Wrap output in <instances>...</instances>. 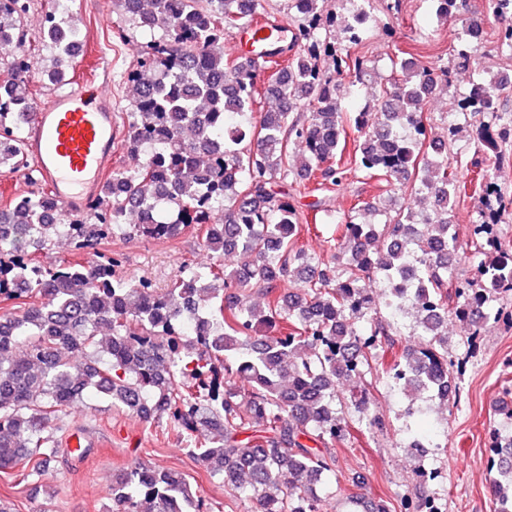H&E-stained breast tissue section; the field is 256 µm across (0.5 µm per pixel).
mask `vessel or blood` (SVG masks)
<instances>
[{
  "mask_svg": "<svg viewBox=\"0 0 512 512\" xmlns=\"http://www.w3.org/2000/svg\"><path fill=\"white\" fill-rule=\"evenodd\" d=\"M288 30L284 21L250 23L236 48L244 59H252L253 38ZM118 134L111 82L105 76L55 92L33 113L27 153L57 206L75 214L99 194L112 167Z\"/></svg>",
  "mask_w": 512,
  "mask_h": 512,
  "instance_id": "vessel-or-blood-1",
  "label": "vessel or blood"
}]
</instances>
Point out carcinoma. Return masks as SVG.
<instances>
[{
	"label": "carcinoma",
	"instance_id": "1",
	"mask_svg": "<svg viewBox=\"0 0 512 512\" xmlns=\"http://www.w3.org/2000/svg\"><path fill=\"white\" fill-rule=\"evenodd\" d=\"M45 12L42 46L53 51L40 79L61 83L75 58L77 30L60 0ZM136 23L149 17L153 41L127 73L132 112L116 149L133 160L112 174L90 217L55 216L46 194L24 193L0 208V295L22 298L19 311L0 314V471L19 465L44 471L56 458L49 415L98 395L146 421L166 419L195 441L192 457L233 496L256 512H323L335 491L320 489L336 471L332 447L349 436L347 414L368 409L371 392L358 380L371 373L373 351L395 344L394 322L414 317L423 342L406 345L389 373L407 396L435 388L442 402L457 398L448 360V317L475 345L489 320L512 329V310H487V292L512 291V240L500 224L512 202L493 182L480 184L486 207L471 225L477 253L488 260L477 278L457 273L458 237L448 208L462 197L448 171V148L463 128L446 123L432 132L425 106L430 67L397 61L401 75L384 87L385 110H339L337 79L367 75V61L350 51L360 23L343 29L346 44L321 36L336 24L328 0H288L297 13L282 62L224 59V34L241 29L263 0H120ZM34 0H0V170L27 167L24 128L8 102L34 112L30 90L36 48L23 42V19ZM456 65L469 66L482 41L463 38ZM273 69L263 88L256 72ZM503 75L474 79L462 112L489 118L477 128L486 163L501 166L512 138V113L501 109ZM279 105L255 115L257 98ZM353 150L346 153L349 133ZM363 173L384 194L401 185L412 200L367 215L379 203L354 196L338 217V236L324 255L307 252L298 237L309 215L296 197L343 194ZM431 196L428 211L416 207ZM146 221L126 224L127 207ZM203 231L218 263L206 271L184 266L158 289L121 274L122 257L97 253L91 267L65 262L46 267L34 254L65 237L77 250L114 235L174 238ZM244 255V267L224 259ZM302 280L295 292L285 284ZM457 303L448 309V280ZM385 283L392 318H376L370 284ZM220 281L224 289L214 287ZM497 411L512 420V385L502 387ZM489 469L496 512H512V434L494 429ZM111 512H213L178 471L134 466L112 478ZM417 493L382 501L377 512H433Z\"/></svg>",
	"mask_w": 512,
	"mask_h": 512
}]
</instances>
